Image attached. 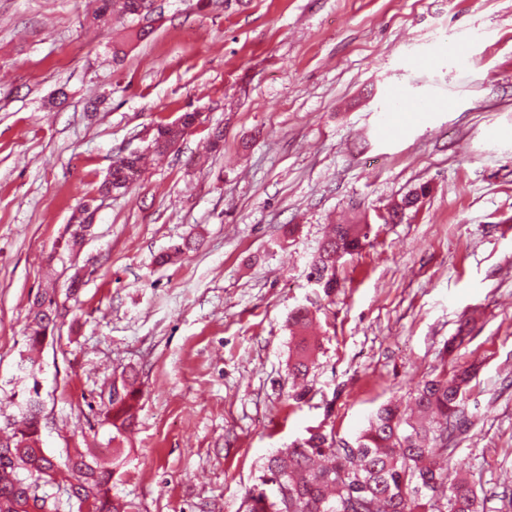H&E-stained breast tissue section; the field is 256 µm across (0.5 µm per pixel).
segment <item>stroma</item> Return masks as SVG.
I'll return each mask as SVG.
<instances>
[{
  "mask_svg": "<svg viewBox=\"0 0 512 512\" xmlns=\"http://www.w3.org/2000/svg\"><path fill=\"white\" fill-rule=\"evenodd\" d=\"M156 4L117 64L120 25L83 27L94 0H0V428L30 303L51 288L69 313L38 356L44 448L111 459L102 412L135 369L112 487L133 512H241L272 451L321 425L354 439L380 405L470 364L455 458L485 512H512V0ZM62 85L66 104L46 108ZM186 112L198 128L96 200L67 250L115 158ZM334 224L369 233L328 296L309 272ZM303 306L320 349L295 401L288 318ZM94 211L87 206L80 207L76 213L73 214L71 218V223L76 224V228L71 234V247L74 248L81 244V241L86 235V232L90 230L92 227V221L94 216Z\"/></svg>",
  "mask_w": 512,
  "mask_h": 512,
  "instance_id": "stroma-1",
  "label": "stroma"
}]
</instances>
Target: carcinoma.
Returning <instances> with one entry per match:
<instances>
[{"instance_id":"obj_1","label":"carcinoma","mask_w":512,"mask_h":512,"mask_svg":"<svg viewBox=\"0 0 512 512\" xmlns=\"http://www.w3.org/2000/svg\"><path fill=\"white\" fill-rule=\"evenodd\" d=\"M157 16L155 0H98L92 23L105 26L126 18L138 25L135 37L153 32ZM184 135V127L158 125L150 144L153 156L167 154L169 145ZM146 156L117 158L99 191L120 192L139 174ZM428 188L421 186L393 206L394 216L417 205ZM94 212L80 207L71 218L76 228L71 247L81 244L92 227ZM368 237L366 224H338L311 264L310 277L330 294L338 287L336 257L361 248ZM61 316L57 301L44 293L34 302L27 327L30 349L41 347ZM291 321L299 341L292 364L296 376H305L316 346L308 335L312 325L309 309H296ZM473 373L441 372L419 382L411 392L414 409L407 413L393 403L382 405L367 427L353 440L336 438L334 429L323 426L292 448L267 458L260 484L285 491L286 500L269 498L262 489L249 491L243 512H484L486 497L453 459L450 445L467 429L466 404ZM137 376L112 381L104 421L112 426V441H122L131 429L141 398ZM18 415L7 419L10 435L0 438V512H17L28 498L49 500L42 493L47 484L65 486L68 512L80 501L89 512H128L127 505L112 498V479L122 464L120 448L112 449V468L97 464L96 448H78L55 457L46 454L42 442L44 404L38 383L15 403Z\"/></svg>"}]
</instances>
